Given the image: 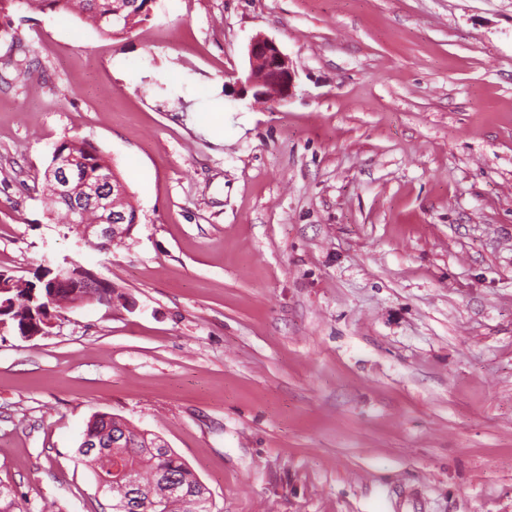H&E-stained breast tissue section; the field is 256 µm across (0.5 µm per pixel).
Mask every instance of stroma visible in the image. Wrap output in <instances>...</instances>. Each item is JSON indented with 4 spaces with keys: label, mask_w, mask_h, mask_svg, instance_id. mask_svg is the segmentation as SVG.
<instances>
[{
    "label": "stroma",
    "mask_w": 512,
    "mask_h": 512,
    "mask_svg": "<svg viewBox=\"0 0 512 512\" xmlns=\"http://www.w3.org/2000/svg\"><path fill=\"white\" fill-rule=\"evenodd\" d=\"M0 26V270L77 260L128 300L0 331L13 512H107L109 413L214 512H512V0H155L108 37ZM273 39L295 88L243 85ZM95 148L138 212L84 245L43 199Z\"/></svg>",
    "instance_id": "obj_1"
}]
</instances>
